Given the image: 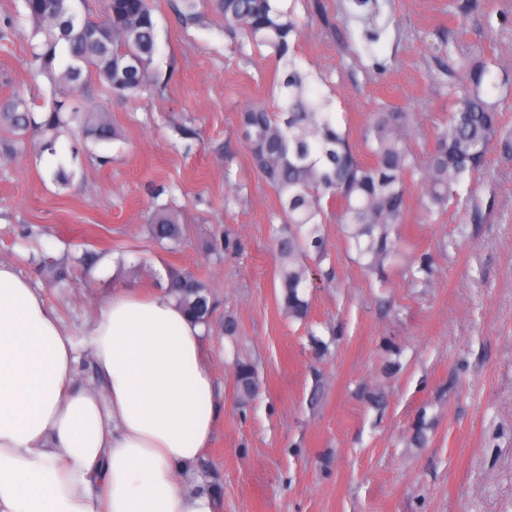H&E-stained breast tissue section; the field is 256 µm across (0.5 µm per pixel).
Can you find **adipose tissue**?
<instances>
[{"mask_svg": "<svg viewBox=\"0 0 512 512\" xmlns=\"http://www.w3.org/2000/svg\"><path fill=\"white\" fill-rule=\"evenodd\" d=\"M89 336L93 387L55 311L0 261V512H218L199 475L224 407L204 325L128 283Z\"/></svg>", "mask_w": 512, "mask_h": 512, "instance_id": "obj_1", "label": "adipose tissue"}]
</instances>
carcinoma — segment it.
I'll list each match as a JSON object with an SVG mask.
<instances>
[{
	"instance_id": "cac0c4a2",
	"label": "carcinoma",
	"mask_w": 512,
	"mask_h": 512,
	"mask_svg": "<svg viewBox=\"0 0 512 512\" xmlns=\"http://www.w3.org/2000/svg\"><path fill=\"white\" fill-rule=\"evenodd\" d=\"M22 2V17L31 25L32 65L49 79L50 102L46 106L21 96L1 99L0 126L12 130L20 145L26 137L38 136L41 154H56V142L64 134L78 133L95 145L112 142L118 132L110 113L74 107L70 101L93 76L118 95L158 87L153 0H107L102 19L85 11V0ZM200 2L179 0V20L186 24L199 18ZM280 2L206 0V5L238 27L247 41L268 47L284 70L279 111L251 106L240 112L239 124L255 169L280 201L281 224L271 225L279 259V305L289 319L304 322L313 287L309 262L319 264L329 257L324 202L338 203L355 261L382 272L402 256L399 225L405 223L408 210L407 182L418 179L426 214L444 209L458 187L483 168L491 143L507 133V126L483 91L487 63L464 57L452 109L447 118L434 123L425 163L418 164L411 144L414 113L392 105L373 113L365 132L371 161L361 160L349 134L336 122L332 100L308 95L311 73L296 62L298 24ZM148 224L157 244L172 252L186 245L183 224L170 209L155 208ZM160 287L212 327L215 300L209 279L170 265ZM233 371L237 403L243 408L260 390L257 368L238 356Z\"/></svg>"
}]
</instances>
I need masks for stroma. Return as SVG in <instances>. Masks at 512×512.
Wrapping results in <instances>:
<instances>
[{"label":"stroma","instance_id":"1","mask_svg":"<svg viewBox=\"0 0 512 512\" xmlns=\"http://www.w3.org/2000/svg\"><path fill=\"white\" fill-rule=\"evenodd\" d=\"M176 0H156L157 75L164 86L118 97L92 82L119 136L93 145L63 136L56 155L10 154L0 127V260L16 265L72 337L80 380L95 379L89 322L128 270L156 284L170 264L206 270L219 312L240 334H210V363L224 413L205 452L221 512H512V137L495 141L486 166L439 216L409 189L402 262L384 276L353 260L329 208L324 226L333 281L315 278L308 323L278 304L270 224L279 198L258 175L238 115L275 110L271 51L240 44L222 15L203 9L181 23ZM456 0H283L301 34L299 67L310 94L329 96L356 151L373 112L415 113L417 154L447 117L461 55L488 60L490 100L512 129V0H477L463 30L449 24ZM22 23L0 40V99L49 97L30 66ZM64 166L68 181H54ZM176 211L191 240L171 254L150 237L153 205ZM230 235L235 250L211 258L198 244ZM110 250L115 272L52 283L42 256L68 260ZM431 259L429 281L407 267ZM252 359L259 396L239 411L232 363ZM383 387L386 407L368 394ZM429 443H411L418 421Z\"/></svg>","mask_w":512,"mask_h":512}]
</instances>
